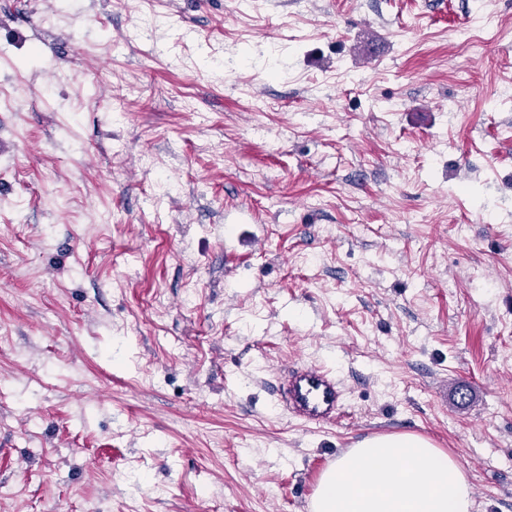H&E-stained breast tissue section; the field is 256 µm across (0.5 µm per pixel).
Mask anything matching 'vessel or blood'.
Returning a JSON list of instances; mask_svg holds the SVG:
<instances>
[{"label": "vessel or blood", "mask_w": 512, "mask_h": 512, "mask_svg": "<svg viewBox=\"0 0 512 512\" xmlns=\"http://www.w3.org/2000/svg\"><path fill=\"white\" fill-rule=\"evenodd\" d=\"M277 402L309 426L333 423L343 414L342 386L335 373L319 363H298L277 379Z\"/></svg>", "instance_id": "obj_1"}]
</instances>
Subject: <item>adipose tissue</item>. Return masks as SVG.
<instances>
[{"label":"adipose tissue","instance_id":"1","mask_svg":"<svg viewBox=\"0 0 512 512\" xmlns=\"http://www.w3.org/2000/svg\"><path fill=\"white\" fill-rule=\"evenodd\" d=\"M472 488L446 451L418 435L361 441L325 471L310 512H472Z\"/></svg>","mask_w":512,"mask_h":512}]
</instances>
